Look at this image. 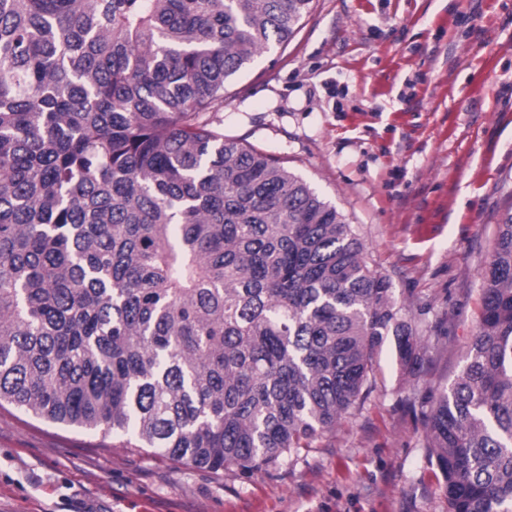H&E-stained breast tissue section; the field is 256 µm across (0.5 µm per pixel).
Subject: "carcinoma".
<instances>
[{"label": "carcinoma", "instance_id": "carcinoma-1", "mask_svg": "<svg viewBox=\"0 0 512 512\" xmlns=\"http://www.w3.org/2000/svg\"><path fill=\"white\" fill-rule=\"evenodd\" d=\"M313 0H0V405L215 473L293 458L421 360L351 224L224 136ZM420 403L448 512H512V208Z\"/></svg>", "mask_w": 512, "mask_h": 512}]
</instances>
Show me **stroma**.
<instances>
[{
  "mask_svg": "<svg viewBox=\"0 0 512 512\" xmlns=\"http://www.w3.org/2000/svg\"><path fill=\"white\" fill-rule=\"evenodd\" d=\"M225 135L352 224L425 355L297 459L215 474L0 406V512H447L415 400L462 370L512 206V0H314L224 92Z\"/></svg>",
  "mask_w": 512,
  "mask_h": 512,
  "instance_id": "obj_1",
  "label": "stroma"
}]
</instances>
